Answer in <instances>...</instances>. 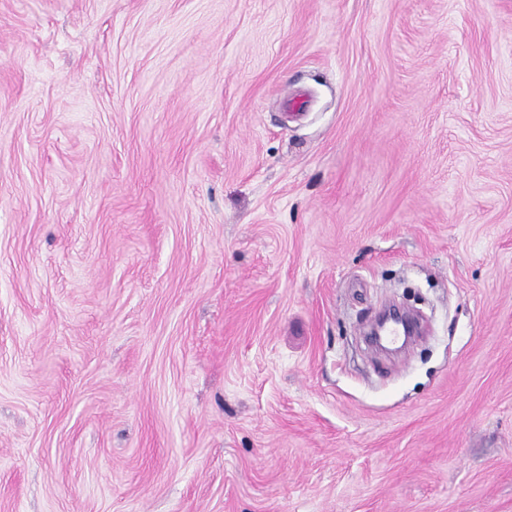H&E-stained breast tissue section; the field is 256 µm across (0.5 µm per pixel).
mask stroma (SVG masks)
I'll return each mask as SVG.
<instances>
[{
  "label": "stroma",
  "instance_id": "obj_1",
  "mask_svg": "<svg viewBox=\"0 0 512 512\" xmlns=\"http://www.w3.org/2000/svg\"><path fill=\"white\" fill-rule=\"evenodd\" d=\"M0 512H512V0H0ZM388 321H397L404 324L406 327L407 335H415L412 324L405 317H403L399 311L395 309L377 311L374 316L365 321V327H368L369 329L365 335L372 337V342L378 350L387 353H394V350L386 348L381 342L382 336H380V332Z\"/></svg>",
  "mask_w": 512,
  "mask_h": 512
}]
</instances>
